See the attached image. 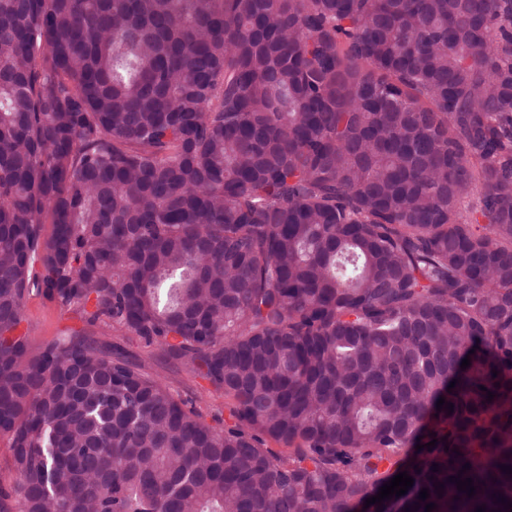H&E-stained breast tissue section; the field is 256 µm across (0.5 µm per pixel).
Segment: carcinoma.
<instances>
[{"mask_svg":"<svg viewBox=\"0 0 512 512\" xmlns=\"http://www.w3.org/2000/svg\"><path fill=\"white\" fill-rule=\"evenodd\" d=\"M1 436L16 512H508L512 0H0ZM22 330L30 343L42 347L58 336L84 328L78 312L59 307L42 293L31 292L26 298ZM95 332L101 341L112 345L114 351L118 350L137 364L144 374L159 376L180 398L192 400L208 423L215 425L220 422L224 426V421H228L233 401L224 396L223 389L172 360L159 347L148 346L136 336L106 327L95 328Z\"/></svg>","mask_w":512,"mask_h":512,"instance_id":"cac0c4a2","label":"carcinoma"}]
</instances>
